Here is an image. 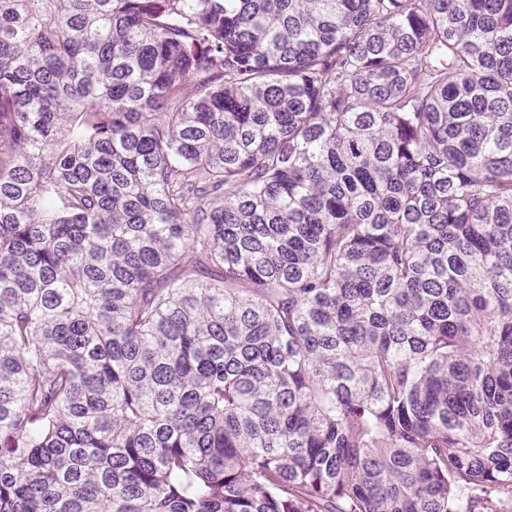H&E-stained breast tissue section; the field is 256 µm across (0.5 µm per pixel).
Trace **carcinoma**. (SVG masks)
Wrapping results in <instances>:
<instances>
[{"mask_svg": "<svg viewBox=\"0 0 512 512\" xmlns=\"http://www.w3.org/2000/svg\"><path fill=\"white\" fill-rule=\"evenodd\" d=\"M512 0H0V512H506Z\"/></svg>", "mask_w": 512, "mask_h": 512, "instance_id": "carcinoma-1", "label": "carcinoma"}]
</instances>
